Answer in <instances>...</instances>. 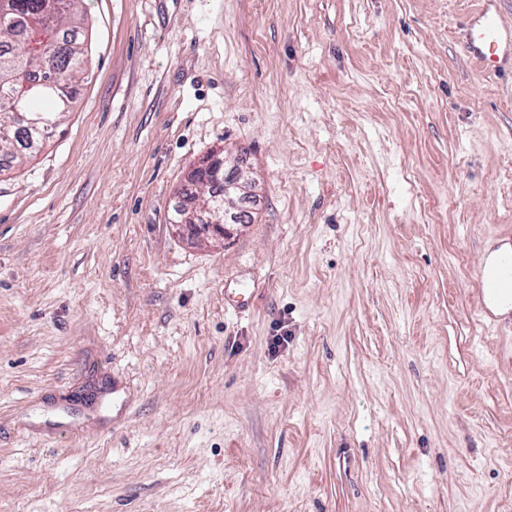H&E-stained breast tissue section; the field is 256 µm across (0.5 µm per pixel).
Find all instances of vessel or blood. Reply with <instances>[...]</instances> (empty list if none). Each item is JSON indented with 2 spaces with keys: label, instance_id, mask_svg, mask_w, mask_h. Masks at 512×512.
I'll list each match as a JSON object with an SVG mask.
<instances>
[{
  "label": "vessel or blood",
  "instance_id": "obj_1",
  "mask_svg": "<svg viewBox=\"0 0 512 512\" xmlns=\"http://www.w3.org/2000/svg\"><path fill=\"white\" fill-rule=\"evenodd\" d=\"M464 50L470 63L497 73L512 69V24L504 20L498 0H478L466 17ZM479 298L512 294V256L503 257L498 270L478 279Z\"/></svg>",
  "mask_w": 512,
  "mask_h": 512
}]
</instances>
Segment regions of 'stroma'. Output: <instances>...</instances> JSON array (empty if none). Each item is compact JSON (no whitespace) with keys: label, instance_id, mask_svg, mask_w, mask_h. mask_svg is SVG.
I'll return each instance as SVG.
<instances>
[{"label":"stroma","instance_id":"35a3bbf8","mask_svg":"<svg viewBox=\"0 0 512 512\" xmlns=\"http://www.w3.org/2000/svg\"><path fill=\"white\" fill-rule=\"evenodd\" d=\"M470 0H82L89 71L0 172V512H512V74ZM215 149L226 243L171 223ZM250 288L247 311L226 291ZM498 0H478L466 17L467 59L492 73L512 69V24L504 20ZM510 249H512V247H510L509 243H503L491 249L485 258V271L487 273L497 272L487 277L479 272L477 291L481 312H483L484 299L486 297L498 296L505 293L512 294V256L503 257L509 253Z\"/></svg>","mask_w":512,"mask_h":512}]
</instances>
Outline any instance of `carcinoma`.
I'll list each match as a JSON object with an SVG mask.
<instances>
[{
    "mask_svg": "<svg viewBox=\"0 0 512 512\" xmlns=\"http://www.w3.org/2000/svg\"><path fill=\"white\" fill-rule=\"evenodd\" d=\"M81 0H0V15L11 21L0 26V162L32 154L44 145L73 100V84L85 77ZM37 86L20 94L28 79ZM18 106L40 115L49 126H10L14 98Z\"/></svg>",
    "mask_w": 512,
    "mask_h": 512,
    "instance_id": "cac0c4a2",
    "label": "carcinoma"
}]
</instances>
